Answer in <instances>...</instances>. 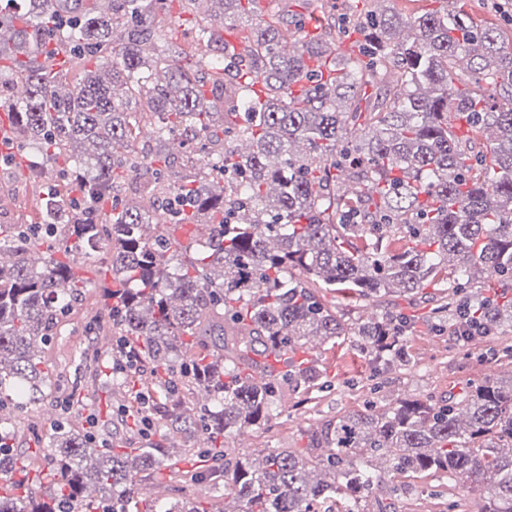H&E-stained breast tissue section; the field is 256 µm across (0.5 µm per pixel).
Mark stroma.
I'll list each match as a JSON object with an SVG mask.
<instances>
[{
    "label": "stroma",
    "instance_id": "obj_1",
    "mask_svg": "<svg viewBox=\"0 0 512 512\" xmlns=\"http://www.w3.org/2000/svg\"><path fill=\"white\" fill-rule=\"evenodd\" d=\"M2 193L8 194L10 201L0 204V224H27L35 219L27 169L16 163L6 168L0 166ZM325 301L335 307L337 315L354 323L365 322L368 315L378 316L388 310L411 318L414 325L407 334L406 345L414 359L413 366L387 369L377 376L368 358L353 342L346 340L317 346L314 354L327 375L317 405H297L292 396L283 399L281 413L271 423L259 429L250 428L247 433L230 439L228 460H236L241 454L268 446L303 447L302 435L309 427L362 408L369 399L382 405L401 398L445 400L458 394L467 383L489 374L512 375L511 357L500 352L485 357L480 348L468 350L458 346L449 331L432 330L424 306L409 298L350 300L336 292L326 294ZM102 309L99 289H88L82 301L64 319L51 344L44 349L42 358L56 380L49 403L57 409L65 403L73 383L87 366L83 349L87 344H95L99 381L94 389L83 391L84 405L73 411L70 423L77 430L91 431L97 439L112 442L114 447L139 448L146 443L142 426L124 418L122 406L131 394L130 379L147 381L151 374L144 367L133 378L112 373L110 363L116 340L110 331L93 328L94 317ZM49 425V420L37 409L22 416L15 424L20 433L15 444L27 450L30 472L37 473L43 468L37 446L39 439L46 436ZM172 444L175 468L193 478L190 491L195 501L205 512H214L215 506L224 503L223 476L211 460L191 447L189 440L178 436ZM172 469L163 467L143 477L142 485L146 490L142 498L144 512H149L152 504L171 500ZM411 485V492L397 502L399 512H478L480 507V493L473 488L451 490L432 476L412 479Z\"/></svg>",
    "mask_w": 512,
    "mask_h": 512
}]
</instances>
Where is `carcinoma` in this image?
I'll list each match as a JSON object with an SVG mask.
<instances>
[{
	"label": "carcinoma",
	"instance_id": "carcinoma-1",
	"mask_svg": "<svg viewBox=\"0 0 512 512\" xmlns=\"http://www.w3.org/2000/svg\"><path fill=\"white\" fill-rule=\"evenodd\" d=\"M175 1L195 3L109 0L106 14L86 0H19L0 11V105L14 147L36 150L41 181L38 221L0 224L12 257L0 262V512H130L140 474L169 462L157 442L101 448L64 411L43 440L45 480L24 479L14 424L47 397L41 353L93 286L71 256L106 262L122 285L103 289L115 296L104 316L153 373L145 415L163 440L204 434L222 448L267 425L286 395L325 383L318 341L351 337L384 368L413 364L400 319L352 327L325 292L421 299L440 288L436 320L458 324L467 308L487 337L512 333V39L465 0L409 15L395 0L362 14L301 0L295 15L211 0L208 19L160 45ZM348 30L365 59L312 80V62ZM19 80L29 96L14 101L5 89ZM146 126L160 145L181 141L186 170L138 146ZM340 169L356 192L338 190ZM140 174L142 200L120 197L117 184ZM103 199L110 213L83 212ZM185 224L198 238L183 245L171 229ZM271 352L286 370L273 372ZM197 389L212 404L188 405ZM223 473L233 508L217 512H396L406 488L394 479L420 475L450 488L468 478L479 512H512V376L446 403L370 404L311 428L304 448H263ZM159 510L198 506L183 495Z\"/></svg>",
	"mask_w": 512,
	"mask_h": 512
}]
</instances>
